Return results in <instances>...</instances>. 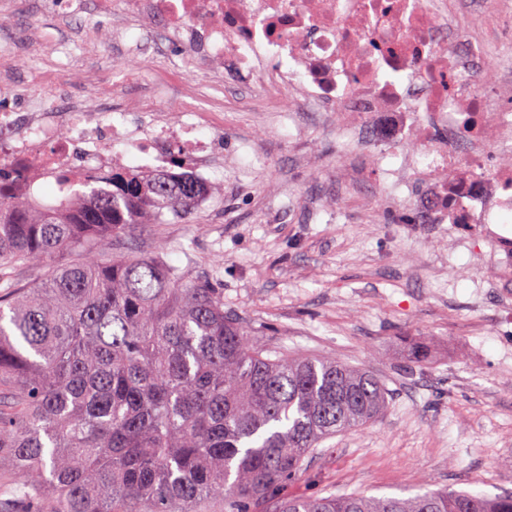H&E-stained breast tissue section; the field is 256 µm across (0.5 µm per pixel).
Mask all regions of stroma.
<instances>
[{"instance_id":"stroma-1","label":"stroma","mask_w":512,"mask_h":512,"mask_svg":"<svg viewBox=\"0 0 512 512\" xmlns=\"http://www.w3.org/2000/svg\"><path fill=\"white\" fill-rule=\"evenodd\" d=\"M0 49L16 60L27 101L55 90L97 110L111 84L149 95L176 54L163 32L140 57L125 43L84 46L81 29L110 32L96 0L61 21L51 0H20ZM36 29L43 50L27 58ZM224 153L209 207L112 243L156 254L224 291L271 353L332 357L377 375L387 409L366 426L323 441L278 494L410 496L422 481L512 495V265L483 224H424L406 182L387 178L401 158L346 153L310 114L263 108L262 93H224Z\"/></svg>"}]
</instances>
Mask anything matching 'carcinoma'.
Returning <instances> with one entry per match:
<instances>
[{
	"mask_svg": "<svg viewBox=\"0 0 512 512\" xmlns=\"http://www.w3.org/2000/svg\"><path fill=\"white\" fill-rule=\"evenodd\" d=\"M201 187L112 172V192L56 205L0 195V266L37 265L0 296V468L28 479L0 512H512V495L273 496L322 441L384 409L382 381L327 357L272 358L224 289L117 238L190 213Z\"/></svg>",
	"mask_w": 512,
	"mask_h": 512,
	"instance_id": "carcinoma-1",
	"label": "carcinoma"
}]
</instances>
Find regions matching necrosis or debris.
Returning a JSON list of instances; mask_svg holds the SVG:
<instances>
[{"label":"necrosis or debris","mask_w":512,"mask_h":512,"mask_svg":"<svg viewBox=\"0 0 512 512\" xmlns=\"http://www.w3.org/2000/svg\"><path fill=\"white\" fill-rule=\"evenodd\" d=\"M112 35L130 28L149 36L162 24L178 52L170 72L262 86L269 103L291 97L297 112L328 115L344 145L379 153L410 144L406 169L423 191L412 205L424 223L496 225V241L512 252V62L487 68L493 42L512 27V0H100ZM160 76L149 100L113 88L131 126L108 112L75 104L67 116L53 105L0 113V194L34 200L42 183L111 188L132 147L143 176L184 160L202 188L220 160L215 120L223 99L185 103L183 119L153 108L169 94ZM212 137H205L204 129Z\"/></svg>","instance_id":"obj_1"}]
</instances>
